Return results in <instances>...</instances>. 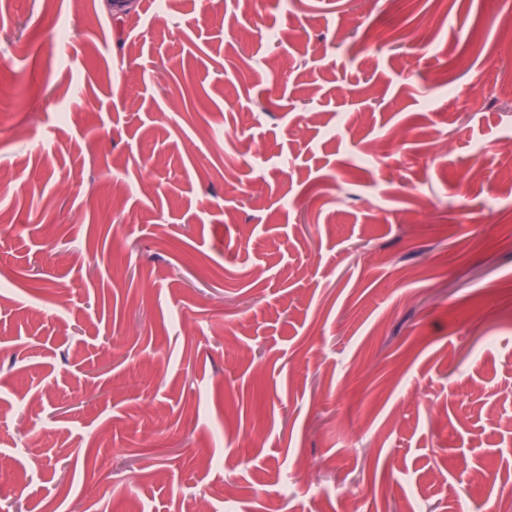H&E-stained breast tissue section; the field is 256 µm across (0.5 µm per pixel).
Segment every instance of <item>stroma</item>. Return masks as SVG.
<instances>
[{
	"label": "stroma",
	"instance_id": "stroma-1",
	"mask_svg": "<svg viewBox=\"0 0 512 512\" xmlns=\"http://www.w3.org/2000/svg\"><path fill=\"white\" fill-rule=\"evenodd\" d=\"M511 140L512 0H0V512H482Z\"/></svg>",
	"mask_w": 512,
	"mask_h": 512
}]
</instances>
